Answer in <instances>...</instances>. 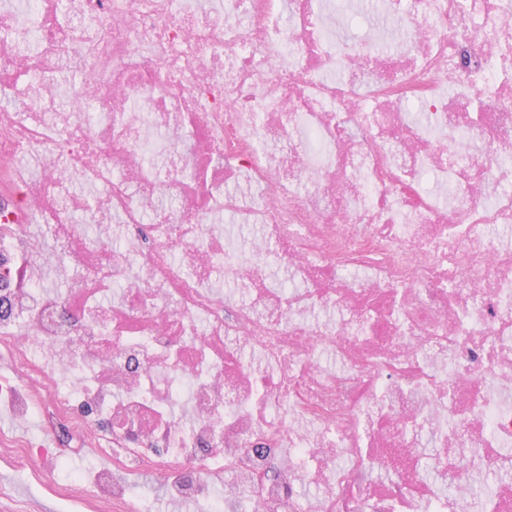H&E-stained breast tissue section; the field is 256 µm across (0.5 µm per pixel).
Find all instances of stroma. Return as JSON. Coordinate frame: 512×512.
Masks as SVG:
<instances>
[{
	"label": "stroma",
	"instance_id": "1",
	"mask_svg": "<svg viewBox=\"0 0 512 512\" xmlns=\"http://www.w3.org/2000/svg\"><path fill=\"white\" fill-rule=\"evenodd\" d=\"M7 437L50 444L59 459L49 463L36 457L15 466L13 448L3 443ZM105 463L65 419L47 413L20 424L8 408L0 407V488L9 492L8 499L0 500V512H100L78 481Z\"/></svg>",
	"mask_w": 512,
	"mask_h": 512
}]
</instances>
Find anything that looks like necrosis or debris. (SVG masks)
I'll return each instance as SVG.
<instances>
[{"mask_svg": "<svg viewBox=\"0 0 512 512\" xmlns=\"http://www.w3.org/2000/svg\"><path fill=\"white\" fill-rule=\"evenodd\" d=\"M286 8H0V396L90 438L112 512L139 472L169 512H512V0ZM342 1L347 2L345 12L336 13L330 19L332 29L336 32V38L358 39L380 34L373 26L372 18L364 16L360 10L359 2L364 0Z\"/></svg>", "mask_w": 512, "mask_h": 512, "instance_id": "necrosis-or-debris-1", "label": "necrosis or debris"}]
</instances>
